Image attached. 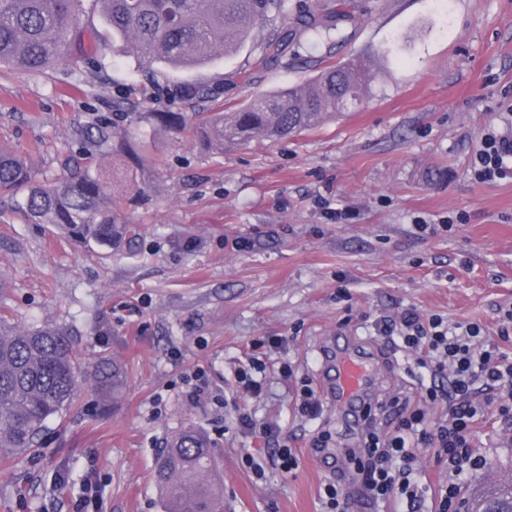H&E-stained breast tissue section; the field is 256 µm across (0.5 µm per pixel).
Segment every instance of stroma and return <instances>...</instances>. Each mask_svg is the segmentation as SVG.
<instances>
[{"label": "stroma", "instance_id": "obj_1", "mask_svg": "<svg viewBox=\"0 0 512 512\" xmlns=\"http://www.w3.org/2000/svg\"><path fill=\"white\" fill-rule=\"evenodd\" d=\"M330 2L344 15L337 30L301 38L267 69L246 47L149 74L113 49L95 11L79 20L101 43L92 58L68 55L40 73L0 65V145L37 179L86 165L75 132L99 122L151 144L122 204L140 229L133 241L89 250L25 222L0 195V312L25 327L68 328L80 354L127 372L117 405L84 384L38 447L0 460V512H164L155 458L189 428L216 453L224 512H324L323 488L350 467L358 436L315 452L311 436L345 419L332 406L301 418L282 361L320 381L321 337L354 336L374 352L375 320L403 310L478 324L512 354V339H500L512 331V180L471 175L485 130L512 101V0ZM354 57L371 65L359 104L280 141L218 154L190 131L137 120L234 112ZM190 86L203 97L190 98ZM430 168L443 179L425 182ZM331 207L349 219L331 221ZM268 336L289 343L267 361L265 393L249 398L234 370ZM198 370L209 392L197 398L186 379ZM239 406L276 425V439L237 434ZM476 438L486 465L464 501L512 482V425L492 419ZM282 445L297 458L288 472Z\"/></svg>", "mask_w": 512, "mask_h": 512}]
</instances>
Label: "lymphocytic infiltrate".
<instances>
[{
	"mask_svg": "<svg viewBox=\"0 0 512 512\" xmlns=\"http://www.w3.org/2000/svg\"><path fill=\"white\" fill-rule=\"evenodd\" d=\"M472 175L480 182L512 178V134H484ZM375 329L378 336L412 355L430 382L421 387L416 403L392 400L399 417L393 430L363 414L361 454L346 482L325 485V505L328 512H347L345 486L351 483L382 512H420L425 489L415 462L418 449L428 448L435 463L448 470L435 512H450L464 480L485 464L474 448L475 429L493 414L512 412L503 404L512 397V356L497 344L483 342L479 325H462L453 334L438 315L424 318L406 310L380 318ZM431 405L445 406V415L432 418L427 411Z\"/></svg>",
	"mask_w": 512,
	"mask_h": 512,
	"instance_id": "1",
	"label": "lymphocytic infiltrate"
}]
</instances>
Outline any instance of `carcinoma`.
<instances>
[{
	"instance_id": "obj_1",
	"label": "carcinoma",
	"mask_w": 512,
	"mask_h": 512,
	"mask_svg": "<svg viewBox=\"0 0 512 512\" xmlns=\"http://www.w3.org/2000/svg\"><path fill=\"white\" fill-rule=\"evenodd\" d=\"M98 8L124 50L132 48L147 69L156 63L173 68L202 66L218 53L237 52L252 43L254 63L277 65L294 42L337 27L329 5L308 6L288 22V0H0V65L43 71L66 53H85V31L76 26L86 2ZM266 30L254 36V30ZM370 79L369 63L326 65L308 84L256 94L236 112H208L196 124L183 112H145L142 121L193 134L206 147L224 152L257 138L277 141L319 126L362 99ZM92 140L102 155L124 159L121 167L86 165L57 184L36 181L26 161L0 148V193L14 195L16 209L30 224H53L80 246L113 245L137 234L122 216L123 193L137 186L133 172L145 151L125 131L97 128ZM92 377L98 394L117 402L126 373L117 361L92 362L80 356L66 329L18 328L0 315V458L37 446L48 422L66 411L80 384ZM214 449L192 431L180 433L159 453L157 485L166 512H219L212 477ZM490 512H512V484L489 492Z\"/></svg>"
}]
</instances>
